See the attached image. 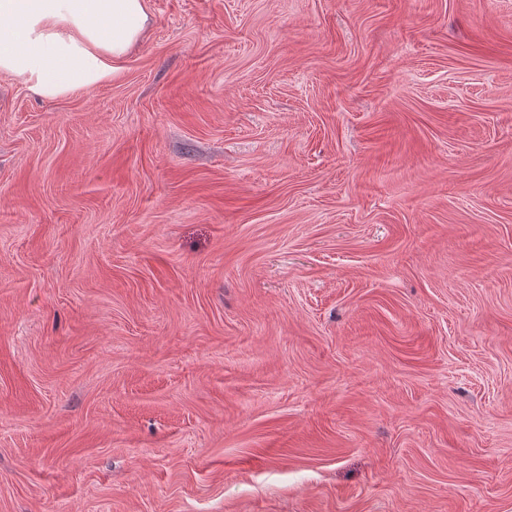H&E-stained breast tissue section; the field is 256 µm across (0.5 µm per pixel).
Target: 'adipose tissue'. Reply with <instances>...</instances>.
I'll return each instance as SVG.
<instances>
[{
	"mask_svg": "<svg viewBox=\"0 0 512 512\" xmlns=\"http://www.w3.org/2000/svg\"><path fill=\"white\" fill-rule=\"evenodd\" d=\"M150 24L147 0H0V75L47 100L90 90Z\"/></svg>",
	"mask_w": 512,
	"mask_h": 512,
	"instance_id": "ef3b65f1",
	"label": "adipose tissue"
}]
</instances>
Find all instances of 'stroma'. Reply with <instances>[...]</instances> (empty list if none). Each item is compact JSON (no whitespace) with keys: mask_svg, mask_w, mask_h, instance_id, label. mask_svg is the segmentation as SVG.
<instances>
[{"mask_svg":"<svg viewBox=\"0 0 512 512\" xmlns=\"http://www.w3.org/2000/svg\"><path fill=\"white\" fill-rule=\"evenodd\" d=\"M0 75V512H512V0H149ZM148 0H0V75L55 100L112 79L151 24Z\"/></svg>","mask_w":512,"mask_h":512,"instance_id":"stroma-1","label":"stroma"}]
</instances>
